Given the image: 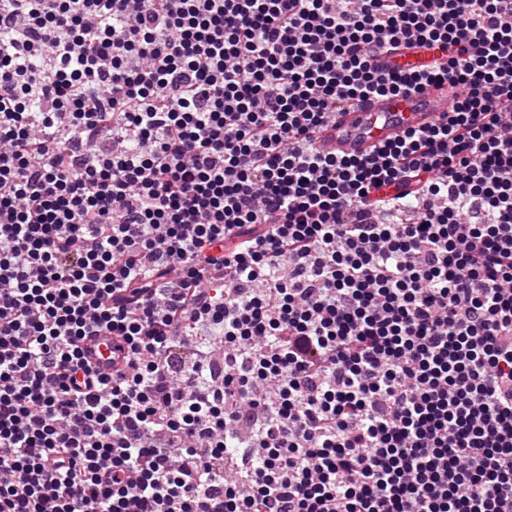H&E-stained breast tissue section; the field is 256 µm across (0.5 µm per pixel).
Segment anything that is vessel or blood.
I'll return each mask as SVG.
<instances>
[{"instance_id": "vessel-or-blood-1", "label": "vessel or blood", "mask_w": 512, "mask_h": 512, "mask_svg": "<svg viewBox=\"0 0 512 512\" xmlns=\"http://www.w3.org/2000/svg\"><path fill=\"white\" fill-rule=\"evenodd\" d=\"M446 52L430 43L411 49L390 51L377 63L386 71L426 73ZM447 84L433 83L397 96L369 95L335 113L323 127L319 145L339 157H361L409 128H425L439 121L447 111ZM117 342L110 335L90 336L81 343L85 358L102 373L112 371V354Z\"/></svg>"}]
</instances>
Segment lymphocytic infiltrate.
Here are the masks:
<instances>
[{"instance_id": "obj_1", "label": "lymphocytic infiltrate", "mask_w": 512, "mask_h": 512, "mask_svg": "<svg viewBox=\"0 0 512 512\" xmlns=\"http://www.w3.org/2000/svg\"><path fill=\"white\" fill-rule=\"evenodd\" d=\"M0 512H512V0H0ZM455 49L454 46H449L448 50L440 51L436 44L430 43L411 49L385 52L376 62L385 71L426 73L431 71L439 60L446 59L448 55H455ZM451 101L448 83H433L398 96L362 97L336 112L326 123L319 146L336 157L366 156L408 128L435 124ZM118 342L108 334L89 336L81 342L85 358L93 367L104 374L112 372V352L120 355L116 349Z\"/></svg>"}]
</instances>
